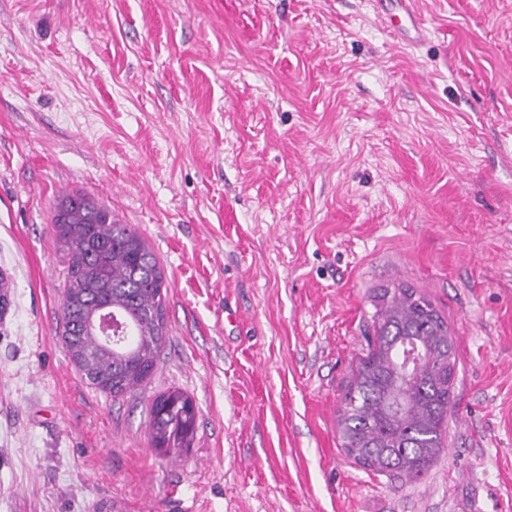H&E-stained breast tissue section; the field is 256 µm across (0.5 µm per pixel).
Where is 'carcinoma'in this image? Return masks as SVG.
<instances>
[{
  "instance_id": "carcinoma-1",
  "label": "carcinoma",
  "mask_w": 512,
  "mask_h": 512,
  "mask_svg": "<svg viewBox=\"0 0 512 512\" xmlns=\"http://www.w3.org/2000/svg\"><path fill=\"white\" fill-rule=\"evenodd\" d=\"M52 223L68 259L61 305L67 353L86 383L107 396L141 388L166 341L165 280L156 255L130 225L85 195L62 197ZM374 301V334L339 410L342 447L368 470L418 479L443 451L458 349L432 303L412 289H384ZM104 305L133 327L130 347L105 346L89 333L90 318ZM410 347L427 356L418 373L404 370ZM197 417L184 392L156 395L151 444L166 452L189 447Z\"/></svg>"
}]
</instances>
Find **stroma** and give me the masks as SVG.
<instances>
[{
	"label": "stroma",
	"mask_w": 512,
	"mask_h": 512,
	"mask_svg": "<svg viewBox=\"0 0 512 512\" xmlns=\"http://www.w3.org/2000/svg\"><path fill=\"white\" fill-rule=\"evenodd\" d=\"M0 0V512H512V0ZM80 192L164 270L141 390L61 336L52 212ZM457 338L444 450L364 469L339 409L373 296ZM198 410L154 448L152 397ZM197 417L195 404L184 392L169 389L156 395L149 408L151 444L165 452L188 448L193 440Z\"/></svg>",
	"instance_id": "stroma-1"
}]
</instances>
